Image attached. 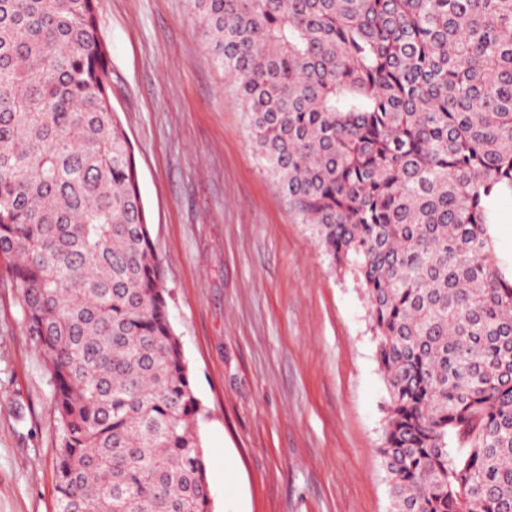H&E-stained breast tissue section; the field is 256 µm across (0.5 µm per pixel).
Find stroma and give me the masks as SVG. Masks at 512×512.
<instances>
[{"instance_id":"obj_1","label":"stroma","mask_w":512,"mask_h":512,"mask_svg":"<svg viewBox=\"0 0 512 512\" xmlns=\"http://www.w3.org/2000/svg\"><path fill=\"white\" fill-rule=\"evenodd\" d=\"M213 512H391L366 297L266 171L191 0H97ZM53 387L0 258V512H55Z\"/></svg>"}]
</instances>
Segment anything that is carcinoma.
Segmentation results:
<instances>
[{
  "mask_svg": "<svg viewBox=\"0 0 512 512\" xmlns=\"http://www.w3.org/2000/svg\"><path fill=\"white\" fill-rule=\"evenodd\" d=\"M255 151L358 280L392 512H512V0H191ZM0 255L47 362L57 512H212L96 0H0ZM495 249L502 268L507 275L512 270V202L503 204L500 212V224L492 228Z\"/></svg>",
  "mask_w": 512,
  "mask_h": 512,
  "instance_id": "obj_1",
  "label": "carcinoma"
}]
</instances>
